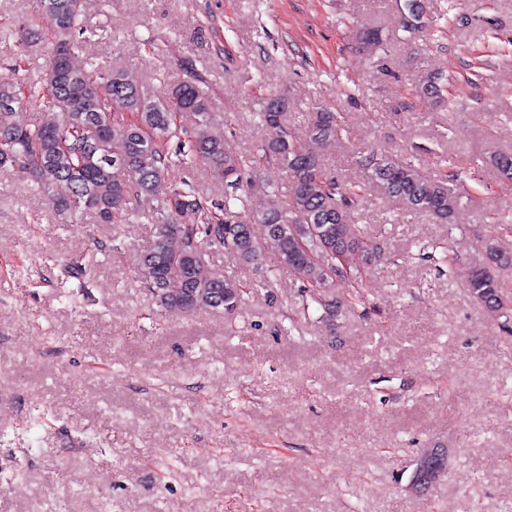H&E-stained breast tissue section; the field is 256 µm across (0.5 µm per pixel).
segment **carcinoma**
Listing matches in <instances>:
<instances>
[{"label":"carcinoma","mask_w":512,"mask_h":512,"mask_svg":"<svg viewBox=\"0 0 512 512\" xmlns=\"http://www.w3.org/2000/svg\"><path fill=\"white\" fill-rule=\"evenodd\" d=\"M424 17L422 0H404L402 28L412 32ZM83 0H38L37 10L15 29L0 26V38L16 37L18 59L24 61L30 43L48 46L43 75L26 77L16 87H0V172L29 175L59 213L77 218L94 215L99 224H121L142 217L156 226V236L141 257L133 281L148 285L158 305L172 315L221 310L231 315L252 286L222 275L203 273L209 253L228 250L245 264L264 253L273 262L258 287L271 285L288 270L304 287L303 308L316 305L329 317L339 305L333 291L343 284L359 285L380 244L356 232L352 212L363 199L359 185H342L326 172L318 149L339 143L345 117L318 107L311 112L302 135L288 127V99L272 98L253 113L279 136L258 150L250 185H260L268 197L260 216L263 240L252 225L227 217L243 196L230 193L219 211L199 195L166 184L165 174L176 162L186 169L207 168L234 189L243 186L245 161L224 150V130L215 118L202 82L175 83L168 97H154L138 69L115 62L104 69L88 59L77 68L72 57L85 50L82 37ZM442 78L427 75L416 94L434 102L444 100ZM30 109L50 111L39 122ZM181 113L176 123L173 113ZM512 154L497 153L490 164L505 183H512ZM274 165L284 174L276 181L262 172ZM367 183L393 198L412 214L452 223L461 200L454 178H431L411 161L381 156L369 166ZM137 208H128L129 200ZM484 240L485 261L467 274L473 300L499 320L512 336V297L499 282L498 271L512 266V257L498 247V225ZM344 254L342 264L332 257ZM94 254L72 260L71 278L84 292L90 287L88 267Z\"/></svg>","instance_id":"cac0c4a2"}]
</instances>
